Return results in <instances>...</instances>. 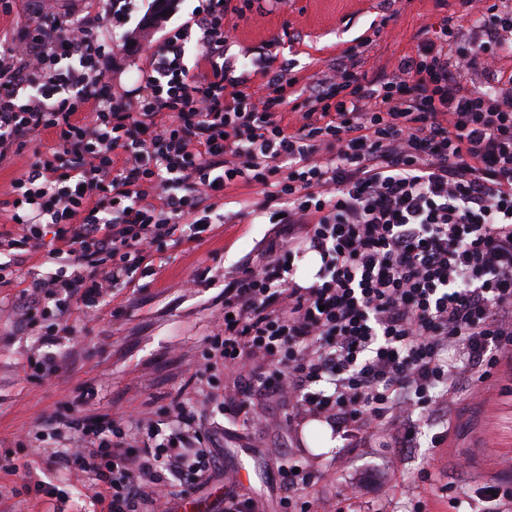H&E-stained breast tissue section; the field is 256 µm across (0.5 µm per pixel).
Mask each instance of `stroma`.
Wrapping results in <instances>:
<instances>
[{"label":"stroma","instance_id":"35a3bbf8","mask_svg":"<svg viewBox=\"0 0 512 512\" xmlns=\"http://www.w3.org/2000/svg\"><path fill=\"white\" fill-rule=\"evenodd\" d=\"M461 0H282L259 20L238 22L233 53L259 50L276 42L279 59L293 62L292 76L306 84L328 70L348 47H361L370 65H390L410 51L424 28L444 17L465 14ZM156 45L152 31L137 36L134 47L118 44L117 80L137 79ZM270 225L244 215L224 225L219 236L198 246L153 251L160 266L154 277L115 289L109 305L77 310L70 321L77 335L61 346L66 368L59 377L34 381L24 366L45 349L38 338L47 316L33 311L26 326L0 310V512H45L42 498L14 494L18 476L9 465L31 458L29 434L40 418L62 407L77 391H88L81 410L122 422L151 413L165 419L171 401L186 380L205 363L206 336L224 315V280L245 260L256 259ZM208 278L196 281L199 270ZM287 400H273L266 415L273 426L237 425L217 438L215 451L226 473L209 484L192 485V498L213 506L226 492L252 497L263 512H284L274 449L282 448L318 471L311 489L314 512H336L345 489H353L352 512H448L447 484L460 498L476 496L496 479L512 480L503 456L512 450V368L501 369L489 388L468 398L453 420L454 431L438 448H377L354 442L347 448L314 453L302 429L288 423Z\"/></svg>","mask_w":512,"mask_h":512}]
</instances>
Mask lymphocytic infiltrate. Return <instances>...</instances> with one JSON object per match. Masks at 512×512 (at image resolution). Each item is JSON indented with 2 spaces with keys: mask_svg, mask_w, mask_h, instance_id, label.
Returning a JSON list of instances; mask_svg holds the SVG:
<instances>
[{
  "mask_svg": "<svg viewBox=\"0 0 512 512\" xmlns=\"http://www.w3.org/2000/svg\"><path fill=\"white\" fill-rule=\"evenodd\" d=\"M254 2L199 0L130 89L112 78L118 0L0 40V160L21 161L0 197V285L23 253L54 259L29 275L52 318L41 343L73 333V309L152 275L155 245L238 223L218 206L237 185L257 188L255 219L278 224L261 261L224 286L226 317L188 381L202 403L179 395L174 419L123 426L88 422L78 395L42 418L56 446L33 448L23 488L52 512L81 505L44 471L84 482L102 512H169L158 488L220 469L211 443L224 426L209 409L237 418L259 400L287 398L347 441L410 448L427 427L440 447L464 392L512 357V80L495 54L512 46V11L444 19L371 74L362 52L343 54L302 87L276 54H231ZM473 71L483 85L467 84ZM309 252L321 265L303 286L296 262ZM218 368L239 374L231 400L210 389ZM278 469L288 512H310L308 464L286 456Z\"/></svg>",
  "mask_w": 512,
  "mask_h": 512,
  "instance_id": "1",
  "label": "lymphocytic infiltrate"
}]
</instances>
